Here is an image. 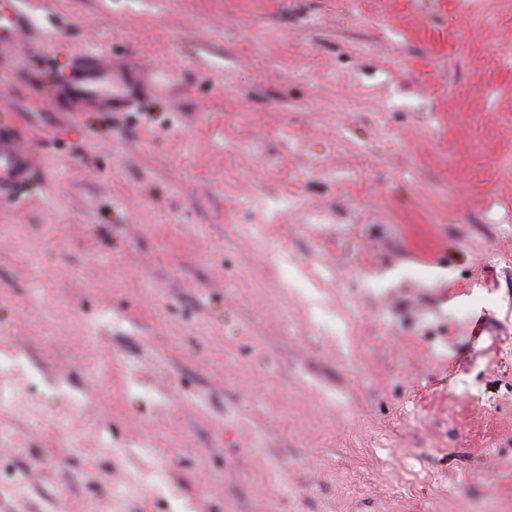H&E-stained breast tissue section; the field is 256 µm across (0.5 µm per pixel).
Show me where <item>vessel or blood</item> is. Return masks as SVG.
<instances>
[{
    "label": "vessel or blood",
    "instance_id": "1",
    "mask_svg": "<svg viewBox=\"0 0 512 512\" xmlns=\"http://www.w3.org/2000/svg\"><path fill=\"white\" fill-rule=\"evenodd\" d=\"M30 20L19 0H0V47L15 46L28 31ZM150 86L141 74L112 62L77 55L68 76L52 97L64 100L72 115L85 112H117L138 104ZM33 159L30 147L17 135L0 131V203L11 202L30 179Z\"/></svg>",
    "mask_w": 512,
    "mask_h": 512
}]
</instances>
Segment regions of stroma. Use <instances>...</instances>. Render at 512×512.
Here are the masks:
<instances>
[{"mask_svg": "<svg viewBox=\"0 0 512 512\" xmlns=\"http://www.w3.org/2000/svg\"><path fill=\"white\" fill-rule=\"evenodd\" d=\"M21 7L0 512H512V0ZM150 90L141 74L102 58L77 55L70 73L51 95L64 100L69 113L117 112L138 104Z\"/></svg>", "mask_w": 512, "mask_h": 512, "instance_id": "1", "label": "stroma"}]
</instances>
